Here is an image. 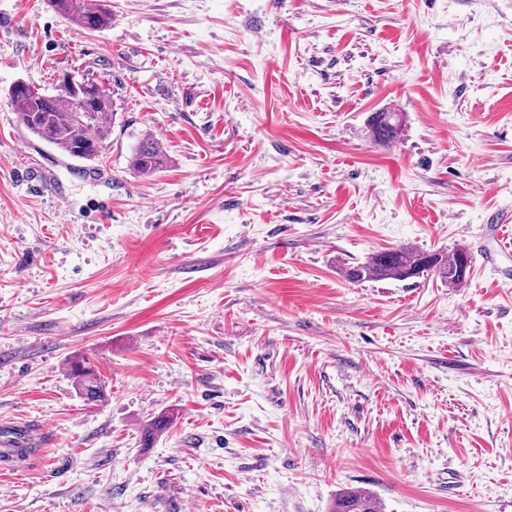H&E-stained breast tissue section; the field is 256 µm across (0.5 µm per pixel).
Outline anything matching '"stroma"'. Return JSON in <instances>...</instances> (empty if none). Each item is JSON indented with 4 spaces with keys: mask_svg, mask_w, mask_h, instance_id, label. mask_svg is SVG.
Segmentation results:
<instances>
[{
    "mask_svg": "<svg viewBox=\"0 0 512 512\" xmlns=\"http://www.w3.org/2000/svg\"><path fill=\"white\" fill-rule=\"evenodd\" d=\"M108 3L88 32L0 0V419L48 429L0 512H512V287L480 235L512 211V0ZM74 70L112 92L95 162L6 96ZM400 246L466 248L465 283L346 279ZM399 125V114L395 112H375L371 120V135L377 141L391 142L396 138ZM166 153L161 144L146 136L133 153L130 164L139 173L150 175L160 171L166 164ZM72 374L76 380L80 395L87 401H100L106 396L105 384L97 376L89 361L78 360L72 365ZM332 512H379L376 502L362 492H346L335 503Z\"/></svg>",
    "mask_w": 512,
    "mask_h": 512,
    "instance_id": "1",
    "label": "stroma"
}]
</instances>
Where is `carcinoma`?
Instances as JSON below:
<instances>
[{"label":"carcinoma","mask_w":512,"mask_h":512,"mask_svg":"<svg viewBox=\"0 0 512 512\" xmlns=\"http://www.w3.org/2000/svg\"><path fill=\"white\" fill-rule=\"evenodd\" d=\"M60 16L74 21L86 31L96 32L109 26L112 13L101 0H48ZM8 98L20 122L28 132L56 147L69 158L93 162L102 154L104 142L110 136L107 116L112 112V96L105 91L95 101L84 120L76 117L77 103L62 80L56 81V94L28 86L19 91H8ZM400 125L399 114L377 112L371 120V135L381 142L396 138ZM130 164L139 173L150 175L166 164V153L161 144L146 136L133 153ZM470 253L461 248L451 256L422 252L401 246L384 250L366 261L344 267L345 276L354 283L382 280H407L432 272L452 285L458 286L465 277L458 274L462 266H470ZM80 395L87 401H100L106 396L105 384L97 376L90 362L78 360L72 365ZM332 512H379L376 502L362 492H346L335 503Z\"/></svg>","instance_id":"carcinoma-1"}]
</instances>
